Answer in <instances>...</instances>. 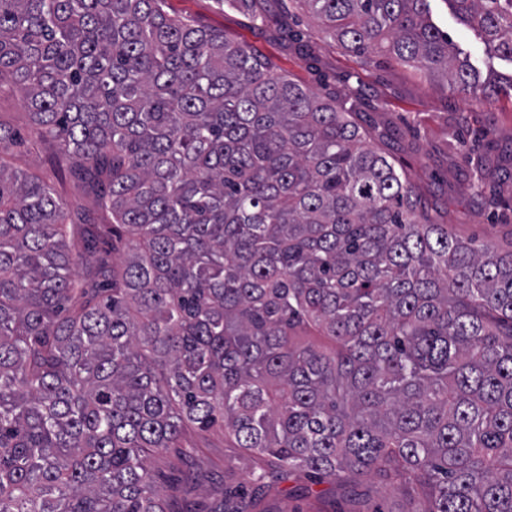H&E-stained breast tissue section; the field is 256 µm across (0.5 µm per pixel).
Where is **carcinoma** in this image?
I'll use <instances>...</instances> for the list:
<instances>
[{"label": "carcinoma", "instance_id": "obj_1", "mask_svg": "<svg viewBox=\"0 0 512 512\" xmlns=\"http://www.w3.org/2000/svg\"><path fill=\"white\" fill-rule=\"evenodd\" d=\"M429 2L297 0L352 53L512 96ZM451 2L512 62V0ZM5 74L108 223L69 245L0 126V512H167L152 459L216 426L410 512H512V245L431 222L345 105L167 0H0Z\"/></svg>", "mask_w": 512, "mask_h": 512}]
</instances>
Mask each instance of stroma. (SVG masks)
<instances>
[{
	"label": "stroma",
	"mask_w": 512,
	"mask_h": 512,
	"mask_svg": "<svg viewBox=\"0 0 512 512\" xmlns=\"http://www.w3.org/2000/svg\"><path fill=\"white\" fill-rule=\"evenodd\" d=\"M169 10L248 44L284 72L320 94L357 105L358 123L370 144L391 155L408 175L432 219L476 243L512 241V99L463 97L446 80L419 76L388 52L362 58L335 44L318 21L294 0H269L271 13L290 12L289 29L278 34L214 0H168ZM433 23L467 51L481 75L504 82L512 63L486 64L485 45L460 23L447 0H430ZM22 90L0 81V125L17 132L22 144L8 157L11 167L50 181L69 215L95 214L94 197L72 174L58 145L29 147L33 138ZM493 170L482 194L470 188L477 158ZM254 466L221 430H186L177 447L153 461L156 485L170 512L186 504L212 512L225 490L244 484ZM265 512H407L395 484L379 477L343 476L315 483L304 476L274 474L263 501Z\"/></svg>",
	"instance_id": "stroma-1"
}]
</instances>
